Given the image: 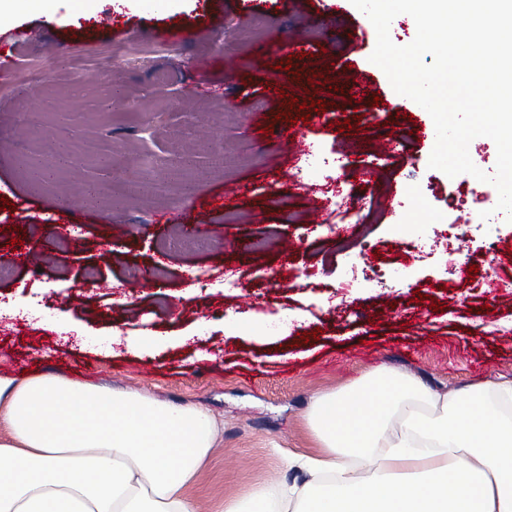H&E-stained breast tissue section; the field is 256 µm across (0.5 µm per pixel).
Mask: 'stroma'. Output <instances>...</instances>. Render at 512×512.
<instances>
[{"mask_svg":"<svg viewBox=\"0 0 512 512\" xmlns=\"http://www.w3.org/2000/svg\"><path fill=\"white\" fill-rule=\"evenodd\" d=\"M152 2L49 0L37 18L21 2L0 22V199L9 203L0 264L15 271L0 282V302L29 308L0 318V377L17 379L20 363L30 378L206 409L221 432L188 490L196 512L292 480L282 454L314 452L316 394L348 391L381 368L441 394L512 381V288L494 297L458 276L466 262L479 277L512 281V222L492 184L429 168L432 144L420 132L433 120L370 62L369 19L350 0ZM107 13L121 29L98 26ZM329 38L335 50H325ZM271 40L260 78L248 58ZM114 47L127 56L89 78ZM357 73L369 92L336 89ZM393 105L401 118L389 116ZM316 112L321 122L311 121ZM294 120L304 142L290 154L282 128ZM345 120L349 129L338 130ZM390 138L397 149L381 154ZM313 150L344 158L299 180ZM259 170L269 178L250 194L210 206L213 190ZM338 189L366 199L345 254L326 227L334 216L324 204ZM56 199L74 212L54 208ZM199 221L212 225L214 248L180 243L184 225ZM399 240L408 249L397 250ZM24 250L38 252L37 267L22 262ZM146 268L162 275L143 286ZM279 308L308 318L270 339L233 337L224 325L231 313ZM40 311L80 337L37 326ZM143 331L169 342L148 354L105 342ZM189 333L194 341L180 343Z\"/></svg>","mask_w":512,"mask_h":512,"instance_id":"obj_1","label":"stroma"}]
</instances>
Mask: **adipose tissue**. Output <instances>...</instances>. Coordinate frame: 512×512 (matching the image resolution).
I'll return each mask as SVG.
<instances>
[{
    "instance_id": "obj_1",
    "label": "adipose tissue",
    "mask_w": 512,
    "mask_h": 512,
    "mask_svg": "<svg viewBox=\"0 0 512 512\" xmlns=\"http://www.w3.org/2000/svg\"><path fill=\"white\" fill-rule=\"evenodd\" d=\"M488 393L512 400V381L441 395L379 370L317 396V452L289 457L300 477L253 490L251 512L294 499L306 512H512V419L480 406ZM407 397L429 413L398 416ZM0 402V512H196L187 488L214 444L208 411L54 377L0 378Z\"/></svg>"
}]
</instances>
